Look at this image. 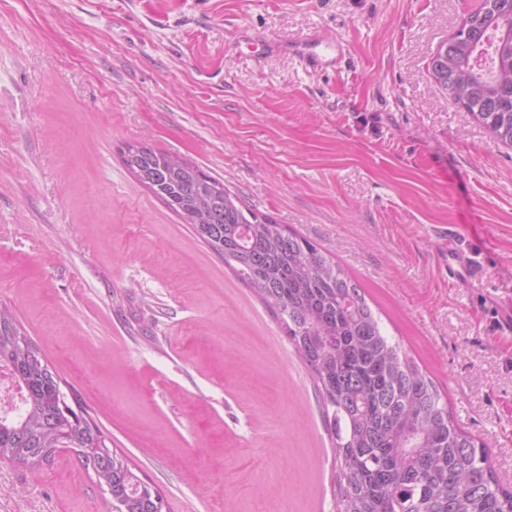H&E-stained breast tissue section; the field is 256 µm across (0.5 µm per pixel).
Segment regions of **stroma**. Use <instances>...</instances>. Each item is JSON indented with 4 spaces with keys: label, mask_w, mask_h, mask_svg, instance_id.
I'll return each instance as SVG.
<instances>
[{
    "label": "stroma",
    "mask_w": 512,
    "mask_h": 512,
    "mask_svg": "<svg viewBox=\"0 0 512 512\" xmlns=\"http://www.w3.org/2000/svg\"><path fill=\"white\" fill-rule=\"evenodd\" d=\"M474 0H0V305L169 512H335L273 314L124 167L191 161L344 267L512 486V147L434 84ZM320 32L311 71L262 36ZM0 512H108L74 454Z\"/></svg>",
    "instance_id": "1"
}]
</instances>
